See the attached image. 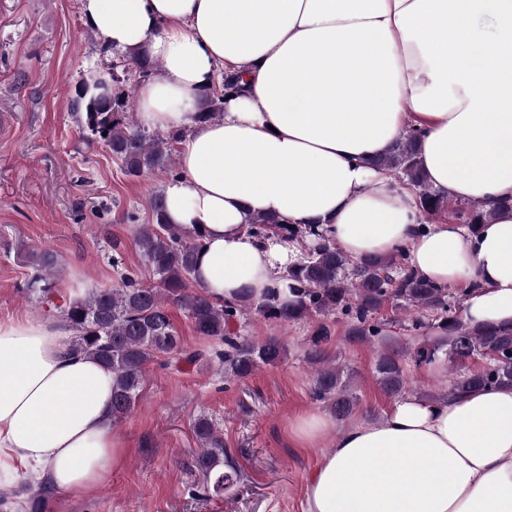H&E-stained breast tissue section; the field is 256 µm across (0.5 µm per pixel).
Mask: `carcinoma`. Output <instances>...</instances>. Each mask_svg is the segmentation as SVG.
<instances>
[{
    "label": "carcinoma",
    "mask_w": 512,
    "mask_h": 512,
    "mask_svg": "<svg viewBox=\"0 0 512 512\" xmlns=\"http://www.w3.org/2000/svg\"><path fill=\"white\" fill-rule=\"evenodd\" d=\"M116 57L137 68L139 77L160 72L146 51L116 53ZM131 69L112 72V80H82L75 87L73 108L82 114L81 123L88 146L100 144L123 164L126 174L170 173L175 165L173 142L141 128L129 118L131 107L126 82ZM241 90L240 76L224 74L217 85L205 90L198 106V118L209 120L223 112L224 96ZM420 132L410 128L400 134L391 151L377 165L391 170L412 185L420 198L424 218L442 215L450 209L448 195L429 186L418 157ZM151 222L142 224L135 246L143 266L156 280L147 285L133 271L121 275L116 287L95 288L82 297L60 295L49 275L57 266L48 251H32L30 263L38 270L27 290L41 304L53 308L73 331L71 349L92 357L112 369V424H118L136 408L150 364L162 355L178 362L217 363L227 378L242 379L262 366H274L288 356L287 343L270 337L255 342L239 334L236 322L251 311L275 322H316L310 336L307 362L314 374L311 394L336 416L354 410L359 398L353 377L328 360L324 345L330 340L329 319L337 313L350 318V335L362 341L383 336L377 319L381 309L394 307L426 310L435 321L416 322L418 328L438 331L437 340L414 349L419 363H431L444 355L448 363L481 359L484 364L453 380L435 400H446L467 390L512 385V328L472 327L451 307L450 288L435 285L411 271L398 253L387 257L355 261L332 240L302 225L284 226L274 216L261 215L251 232L261 239L272 234L299 246L296 261L276 277L265 299L254 303L244 297L234 304H220L208 298L194 281L196 256L202 247L200 236L188 238L169 223L164 192L148 202ZM455 216L470 233L490 218L478 203H461ZM183 311L194 332L222 346L215 358L182 343L172 320V309ZM382 389L389 395L406 392V380L399 359L383 352L375 364ZM198 450L193 466L216 494L230 492L240 482L235 468L224 470V440L216 425L205 417L195 421ZM16 494L26 495L28 512H48L51 495L40 483L22 484Z\"/></svg>",
    "instance_id": "1"
}]
</instances>
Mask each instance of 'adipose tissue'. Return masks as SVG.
<instances>
[{
  "label": "adipose tissue",
  "instance_id": "adipose-tissue-1",
  "mask_svg": "<svg viewBox=\"0 0 512 512\" xmlns=\"http://www.w3.org/2000/svg\"><path fill=\"white\" fill-rule=\"evenodd\" d=\"M81 12L107 50L144 48L162 66L138 88V115L185 134L166 209L202 235L195 280L213 301L261 299L294 260L248 234L271 214L355 260L403 252L432 283L464 285L471 326L512 324V0H81ZM220 71L244 89L198 120ZM409 127L433 188L491 212L478 234L425 223L416 191L374 166ZM111 403V369L60 327L0 322V482L25 468L51 492L95 493L124 460ZM294 431L336 438L305 481L306 512H512V386L405 397L341 430L309 413Z\"/></svg>",
  "mask_w": 512,
  "mask_h": 512
}]
</instances>
